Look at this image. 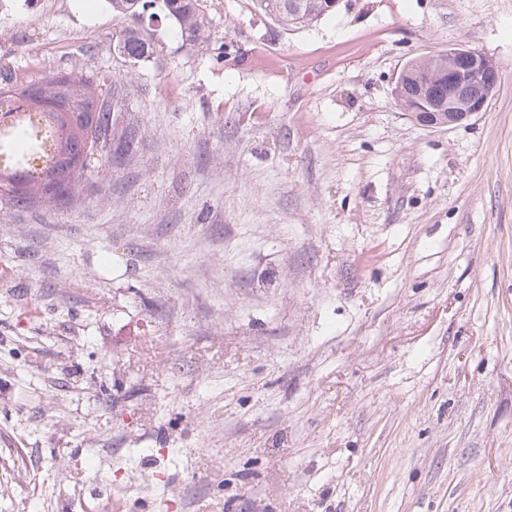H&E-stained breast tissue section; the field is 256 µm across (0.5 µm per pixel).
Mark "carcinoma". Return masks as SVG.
<instances>
[{
	"label": "carcinoma",
	"mask_w": 512,
	"mask_h": 512,
	"mask_svg": "<svg viewBox=\"0 0 512 512\" xmlns=\"http://www.w3.org/2000/svg\"><path fill=\"white\" fill-rule=\"evenodd\" d=\"M112 12L124 20L139 7L134 0H110ZM264 15L283 27H295L331 12L328 0H254ZM163 17L183 41L203 43L208 17L202 0H161ZM126 54L141 58L152 38L140 28H125ZM99 98L93 77L78 69L60 73L42 82L19 83L0 91V102L21 101L25 116L13 134L0 141V199L14 206L36 208L73 201L83 181L91 156L107 147L110 110H90Z\"/></svg>",
	"instance_id": "cac0c4a2"
}]
</instances>
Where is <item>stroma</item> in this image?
Segmentation results:
<instances>
[{
  "label": "stroma",
  "mask_w": 512,
  "mask_h": 512,
  "mask_svg": "<svg viewBox=\"0 0 512 512\" xmlns=\"http://www.w3.org/2000/svg\"><path fill=\"white\" fill-rule=\"evenodd\" d=\"M120 54L108 0H0V79L73 68L134 153L0 200V512H512V0H204ZM482 112L394 89L455 47ZM158 1H161L163 17L177 30L183 41L192 45L204 42L209 21L201 0ZM255 6L264 15L283 27H297L335 11L328 0H255ZM448 70L440 77H447L448 112H418L420 110L413 96L411 86L403 89L401 105L411 113L417 122L428 127L459 125L482 112L492 90L489 82L497 74L493 60L471 48L448 49ZM462 103H466L462 106ZM407 106V107H406Z\"/></svg>",
  "instance_id": "obj_1"
}]
</instances>
